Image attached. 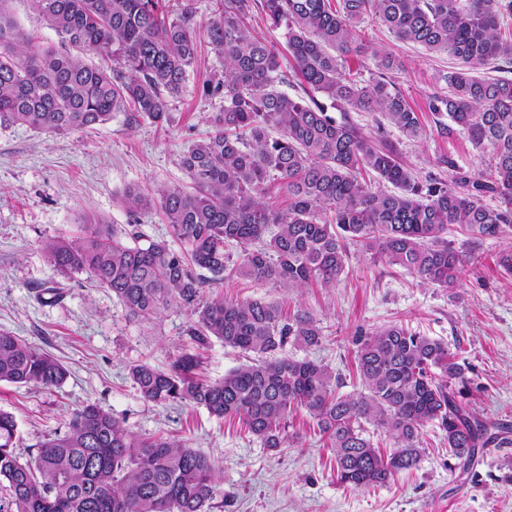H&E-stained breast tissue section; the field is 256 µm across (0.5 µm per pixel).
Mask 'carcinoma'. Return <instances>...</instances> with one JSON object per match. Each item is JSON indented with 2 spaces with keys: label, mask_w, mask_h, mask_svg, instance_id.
I'll use <instances>...</instances> for the list:
<instances>
[{
  "label": "carcinoma",
  "mask_w": 512,
  "mask_h": 512,
  "mask_svg": "<svg viewBox=\"0 0 512 512\" xmlns=\"http://www.w3.org/2000/svg\"><path fill=\"white\" fill-rule=\"evenodd\" d=\"M6 2L0 0V126L67 135L106 124L116 112L132 123L169 120V99L182 93L198 56L194 0H181L174 18L161 0H29L56 32L57 46L27 40ZM214 2L206 33L224 57V74L204 92L224 105L209 117V136L182 153L190 188L151 193L130 185L122 195L131 213L162 212L179 249L165 239L142 245L139 232L97 219L85 221L82 235L46 245L58 269L90 274L130 314L153 316L176 304L194 316L188 335L195 343L214 336L254 354L218 382L195 377L196 358L186 351L166 369L140 363L130 369L140 395L238 418L270 449L288 444V415L304 407L334 451L337 480L355 488L417 468L420 432L429 423L445 434L462 471L484 449L512 445V425L468 408L467 366L437 339L399 324L360 333L356 370L364 390L344 397L327 365L274 356L288 343H319L311 313L285 320L259 300L201 302L203 288L229 269L294 290L330 285L344 273L351 245L446 288L469 263L448 242L453 226L477 238L511 229L512 79H484L476 70L512 61V37L499 31L512 0ZM256 10L285 27L288 67L276 45L252 32ZM369 18L400 42L457 61L442 75L448 92L432 96L428 111L448 115L475 148L491 149L487 174L450 162L454 186L419 180L391 141L328 112H378L410 139L424 132L418 112L385 75L364 85L341 71L345 57L359 52L360 25ZM91 54L121 68L89 63ZM291 84L311 94L279 90ZM273 180L288 194L284 210L265 201ZM67 374L53 356L0 331V382L53 388ZM366 424L384 429L395 448L381 453L363 436ZM16 431L14 417L0 411L7 494L0 512H209L218 494L211 456L181 440L138 436L95 404L76 410L67 431L40 442L24 462Z\"/></svg>",
  "instance_id": "1"
}]
</instances>
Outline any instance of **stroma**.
I'll return each mask as SVG.
<instances>
[{
    "instance_id": "stroma-1",
    "label": "stroma",
    "mask_w": 512,
    "mask_h": 512,
    "mask_svg": "<svg viewBox=\"0 0 512 512\" xmlns=\"http://www.w3.org/2000/svg\"><path fill=\"white\" fill-rule=\"evenodd\" d=\"M364 31L362 49L346 58V75L369 82L379 73L376 53L391 54L398 67L389 77L419 112L425 134L405 138L367 112L351 113V120L367 134L383 132L419 178L447 180L451 161L473 173L486 170L487 153L448 117L427 110L429 98L446 90L439 76L451 64L448 56L401 43L373 22ZM223 72V57L202 44L183 93L169 102L170 120L161 126L147 119L128 124L122 112L65 136L0 126V330L51 354L69 371L57 388L0 383V410L17 423L18 453L35 455L37 443L64 433L71 414L94 403L136 435L175 438L218 461L219 494L211 512H512V446L485 449L461 472L441 430L430 423L421 432L424 453L416 469L385 485L354 488L337 481L333 450L306 409L291 412L287 447L270 450L240 421L217 418L203 406L144 400L129 374L136 364L164 369L182 351H194L201 378L215 381L245 357L216 338L201 348L192 344L186 334L191 318L178 306L151 318L130 316L88 274L63 273L50 261L46 243L82 233L87 216L137 224L149 240L169 238L160 212L130 215L121 197L132 184L152 191L185 183L180 157L206 138L207 117L223 104L203 86ZM449 239L471 262L447 288L422 283L354 247L344 274L330 286L293 291L231 274L205 288L203 297L258 299L287 316L312 313L322 329L319 344L306 351L288 345L283 353L327 364L344 396L362 389L355 362L359 332L397 323L443 341L472 367L471 408L482 418L512 424V273L499 264L502 255L512 254V230L476 239L456 228ZM46 288L61 289L62 298L38 300Z\"/></svg>"
}]
</instances>
